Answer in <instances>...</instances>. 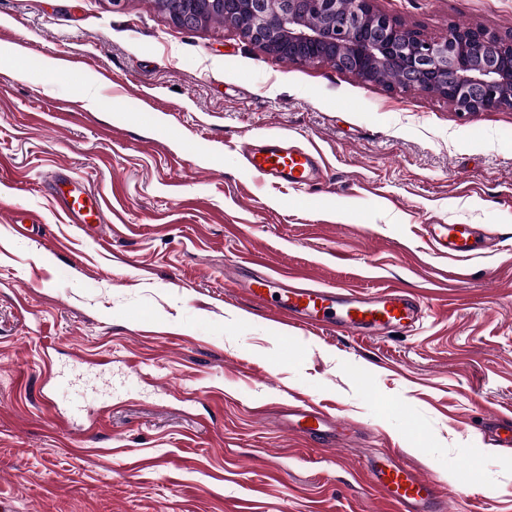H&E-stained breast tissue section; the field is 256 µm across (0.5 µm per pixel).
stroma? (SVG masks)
Instances as JSON below:
<instances>
[{"instance_id":"stroma-1","label":"stroma","mask_w":512,"mask_h":512,"mask_svg":"<svg viewBox=\"0 0 512 512\" xmlns=\"http://www.w3.org/2000/svg\"><path fill=\"white\" fill-rule=\"evenodd\" d=\"M375 6L431 37L452 21L512 34V0ZM1 43L24 50L0 64L13 512H389L367 470L387 449L450 512H512V449L485 439L512 415V110L461 115L275 62L223 25L174 27L153 0H0ZM50 57L69 70L29 66ZM281 134L319 152L312 188L246 168L239 143ZM63 165L102 198L96 235L46 184ZM437 223L493 244L443 258L425 233ZM242 272L396 287L423 318L401 338L309 329L252 302ZM303 401L345 422L336 443L289 431Z\"/></svg>"}]
</instances>
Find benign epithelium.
<instances>
[{
	"label": "benign epithelium",
	"instance_id": "obj_1",
	"mask_svg": "<svg viewBox=\"0 0 512 512\" xmlns=\"http://www.w3.org/2000/svg\"><path fill=\"white\" fill-rule=\"evenodd\" d=\"M185 0L187 9L159 0L173 25L184 28L200 9L224 12L236 29L262 52L293 62L327 63L362 81L395 66L396 88L433 93L458 113L512 110V37L482 26L448 24L427 37L374 6V0ZM323 19L308 25L307 16Z\"/></svg>",
	"mask_w": 512,
	"mask_h": 512
}]
</instances>
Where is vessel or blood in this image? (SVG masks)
Segmentation results:
<instances>
[{
  "label": "vessel or blood",
  "instance_id": "obj_1",
  "mask_svg": "<svg viewBox=\"0 0 512 512\" xmlns=\"http://www.w3.org/2000/svg\"><path fill=\"white\" fill-rule=\"evenodd\" d=\"M248 169L260 179L301 188L317 181L322 172L319 156L310 149L289 143L284 137L257 136L243 145ZM71 220L86 223L99 203L97 195L80 190L68 193ZM434 250L443 257L466 259L481 246L472 224H431L426 229ZM253 300L270 305L284 320L309 326H325L350 335L415 327L421 318L417 299L397 289L361 297L343 288L308 287L282 283L267 275L246 276L240 282ZM288 429L296 434L322 438L338 436L343 424L310 403L288 411ZM489 439L500 448L512 447V416L496 417ZM372 480L399 512H448V501L436 483L416 468L400 462L392 453H381L369 466Z\"/></svg>",
  "mask_w": 512,
  "mask_h": 512
}]
</instances>
